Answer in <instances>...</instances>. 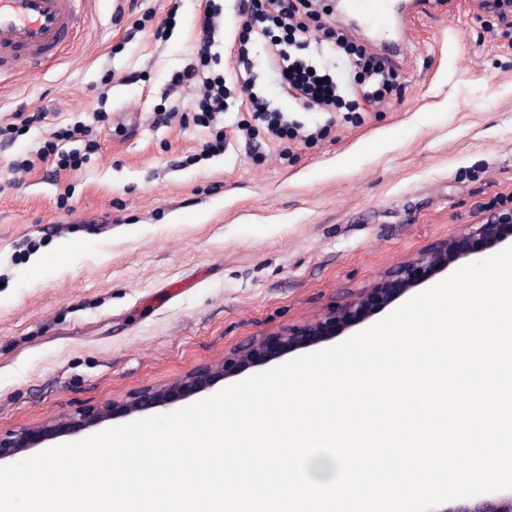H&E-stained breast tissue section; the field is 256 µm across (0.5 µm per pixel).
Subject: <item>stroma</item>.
I'll return each instance as SVG.
<instances>
[{
  "label": "stroma",
  "instance_id": "stroma-1",
  "mask_svg": "<svg viewBox=\"0 0 512 512\" xmlns=\"http://www.w3.org/2000/svg\"><path fill=\"white\" fill-rule=\"evenodd\" d=\"M205 2L90 0L67 54L0 84V126H19L0 136L1 435L305 324L512 202V12L495 0H436L393 94L351 93V112L303 108L255 43L256 91L303 130L283 139L241 90L242 0H216L227 111L202 123L198 88L177 83ZM78 123L91 137L43 156Z\"/></svg>",
  "mask_w": 512,
  "mask_h": 512
}]
</instances>
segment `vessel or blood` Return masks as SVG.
Masks as SVG:
<instances>
[{"instance_id":"1","label":"vessel or blood","mask_w":512,"mask_h":512,"mask_svg":"<svg viewBox=\"0 0 512 512\" xmlns=\"http://www.w3.org/2000/svg\"><path fill=\"white\" fill-rule=\"evenodd\" d=\"M87 0H0V52L8 53L12 67L42 70L75 40L88 20ZM395 0H343L347 16L373 28L381 50L403 58L402 34L388 31Z\"/></svg>"}]
</instances>
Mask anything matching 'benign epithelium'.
Returning a JSON list of instances; mask_svg holds the SVG:
<instances>
[{"mask_svg":"<svg viewBox=\"0 0 512 512\" xmlns=\"http://www.w3.org/2000/svg\"><path fill=\"white\" fill-rule=\"evenodd\" d=\"M506 242L512 244V206L490 209L479 223L467 224L459 232L419 252L380 282L353 292L343 303L303 327L254 338L219 362L201 366L170 384L142 389L122 401L103 402L77 420L53 419L41 426L0 436V459L22 453L47 437L76 427H92L117 414L129 415L186 399L212 382L238 376L286 351L294 352L329 341L368 321L384 306L448 268ZM438 512H512V492L475 501L461 499L456 506Z\"/></svg>","mask_w":512,"mask_h":512,"instance_id":"1","label":"benign epithelium"}]
</instances>
